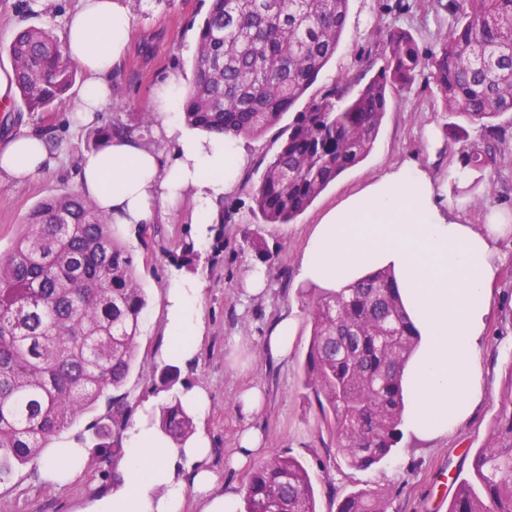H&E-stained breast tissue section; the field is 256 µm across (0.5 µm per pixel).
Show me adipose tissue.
<instances>
[{"label": "adipose tissue", "instance_id": "obj_1", "mask_svg": "<svg viewBox=\"0 0 512 512\" xmlns=\"http://www.w3.org/2000/svg\"><path fill=\"white\" fill-rule=\"evenodd\" d=\"M133 20L130 0H80L66 16L60 41L85 74L70 105L75 123H93L110 105L112 72L130 47ZM186 94L179 79L160 84L153 92L152 135H116L105 150L82 154L77 190L112 225L142 231L188 197L195 203L194 222L205 226L215 217L217 201L238 185L247 162L238 138L179 123L175 114ZM160 139L173 142V153L157 147ZM59 161L58 150L39 133L0 142V179L21 183ZM510 235L512 225L495 214L483 224L466 223L448 201L447 180L407 161L325 211L305 242L300 284L338 291L376 269L393 274L418 336L401 378L402 425L417 439L447 436L468 422L482 401L492 287L512 262V254L501 248ZM203 296L204 285L193 274L170 281L163 296L170 344L162 362L195 363L206 332ZM180 398L194 419V434L176 444L159 425L164 395L142 399L121 433L124 452L116 461V479L81 512H185L190 499L198 512H239L237 485L222 480L208 463L207 389L189 384ZM86 460L85 448L76 443L39 469L43 479L65 486L84 473Z\"/></svg>", "mask_w": 512, "mask_h": 512}]
</instances>
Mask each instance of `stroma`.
I'll list each match as a JSON object with an SVG mask.
<instances>
[{"instance_id": "obj_1", "label": "stroma", "mask_w": 512, "mask_h": 512, "mask_svg": "<svg viewBox=\"0 0 512 512\" xmlns=\"http://www.w3.org/2000/svg\"><path fill=\"white\" fill-rule=\"evenodd\" d=\"M77 0H52L44 11L34 10L32 0H0V45L28 26L59 34L62 23ZM135 15L130 54L112 76V104L98 124L140 126L142 113L151 111V95L161 82L172 77L192 79V61L197 48V24L209 0H153L142 8L131 4ZM398 25L408 30L422 51L435 46L438 30L447 28L448 14L436 11L433 0H350L346 26L334 58L322 70L318 82L362 73H376L384 64V49L371 38L372 30ZM379 136L369 156L331 184L295 221L277 230H266L252 213L248 187H236L225 195L224 206L234 221L224 227V253L218 263L208 256L212 239H200L191 215L192 201H184L168 219L154 225L146 237L124 235L140 282L148 295L138 359L125 390L130 404L150 395L156 370L161 369L159 351L167 345L162 297L175 267L171 254L193 244L202 261L198 272L206 283L203 313L207 334L197 363L181 372L180 379L208 389L211 412L208 430L212 437L211 467L225 481L245 486L248 470H234L228 459L242 429H260L266 439L267 456L285 454L299 458L309 468L316 491L317 512H336L338 502L358 491L389 494V512H448L455 493L456 477H470L477 448L487 440L498 412L499 392L512 371V264L506 265L494 285L492 318L484 351L485 397L472 419L448 437L436 442L402 438L391 454L367 470H355L337 455L336 438L323 419L318 404L303 385L304 361L309 349L312 322L311 300L297 285L301 249L321 214L346 195L360 189L370 178L393 165L414 160L431 167L435 174L451 172L466 179L481 177L492 187L489 208L512 213V153L498 166L481 173L465 168L463 148L480 143V127H468L466 141L441 140L428 146V129L442 130L447 119L428 72L417 76L410 91L392 94ZM43 132L61 154L58 168L23 184L0 182V250L9 248L22 230L28 212L45 197L76 188L75 171L86 150L88 128L73 129L66 106L57 111L28 113L11 109L0 116V139L24 131ZM261 233L274 254L267 270L263 296L241 300L239 288L245 271L260 259L243 249L242 226ZM295 310L298 329L288 362L277 363L262 352L261 339L282 311ZM243 340L241 360L231 356L234 340ZM259 386L265 394V409L247 416L236 405L238 391ZM102 468L111 470V461ZM103 475H83L65 487L43 489L38 472L24 466L0 483V512H78L86 498L109 487Z\"/></svg>"}]
</instances>
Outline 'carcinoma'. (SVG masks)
I'll use <instances>...</instances> for the list:
<instances>
[{
  "label": "carcinoma",
  "mask_w": 512,
  "mask_h": 512,
  "mask_svg": "<svg viewBox=\"0 0 512 512\" xmlns=\"http://www.w3.org/2000/svg\"><path fill=\"white\" fill-rule=\"evenodd\" d=\"M349 0H210L199 26L192 81L182 118L190 128L235 138L262 136L279 124L316 83L335 55ZM448 30L424 54L409 31L386 34V65L368 81L324 85L281 131V141L252 187V213L263 224H289L346 170L371 152L390 93L430 77L454 124H478L481 144L464 166L481 171L504 155L507 140L494 121L512 112V0H436ZM16 93L26 111L52 112L76 81L50 31L17 32L7 47ZM126 128L90 132L98 150ZM471 206L484 209L490 187L472 183ZM24 230L0 251V483L23 466L37 469L54 440L83 414L106 404L89 427L97 461L120 447L130 405L120 391L133 369L147 307L134 257L109 219L77 192L40 201ZM246 249L273 259L254 232ZM200 255L184 249L175 267L195 273ZM306 388L331 422L344 463L367 469L402 439L401 369L417 339L393 274L377 269L339 293L322 292L311 309ZM179 370L161 368L153 391L167 395L162 429L180 442L194 432L182 406ZM473 480H461L448 512H512V375L487 443L472 460ZM245 512H317L308 468L274 455L250 472ZM384 493L358 491L337 512H388Z\"/></svg>",
  "instance_id": "1"
}]
</instances>
